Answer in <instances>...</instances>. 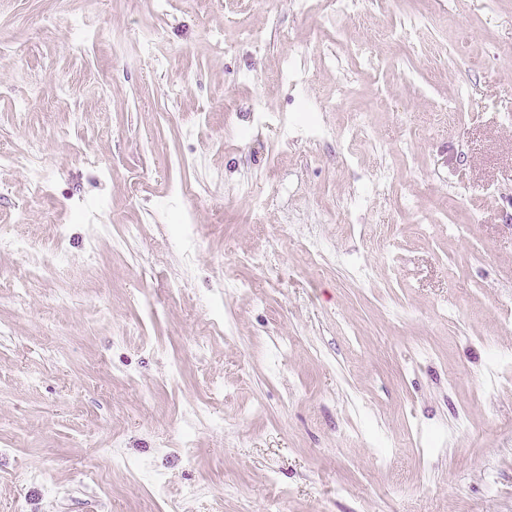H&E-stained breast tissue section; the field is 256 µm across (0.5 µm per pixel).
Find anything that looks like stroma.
Wrapping results in <instances>:
<instances>
[{"mask_svg":"<svg viewBox=\"0 0 512 512\" xmlns=\"http://www.w3.org/2000/svg\"><path fill=\"white\" fill-rule=\"evenodd\" d=\"M1 151L0 512H512V0H0Z\"/></svg>","mask_w":512,"mask_h":512,"instance_id":"obj_1","label":"stroma"}]
</instances>
